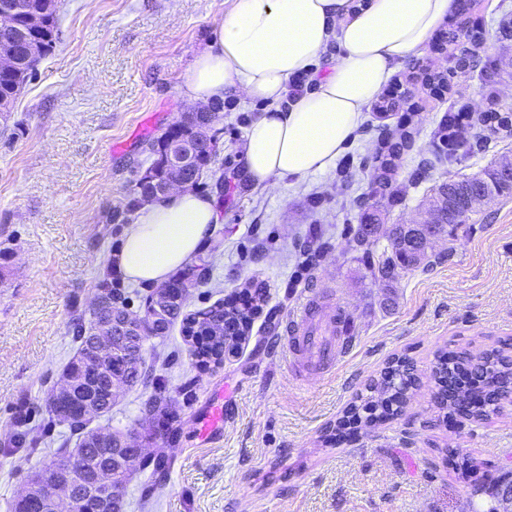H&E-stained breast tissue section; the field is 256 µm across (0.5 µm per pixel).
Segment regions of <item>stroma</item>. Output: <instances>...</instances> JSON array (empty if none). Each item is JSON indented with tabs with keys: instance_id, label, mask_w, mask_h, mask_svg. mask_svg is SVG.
<instances>
[{
	"instance_id": "1",
	"label": "stroma",
	"mask_w": 512,
	"mask_h": 512,
	"mask_svg": "<svg viewBox=\"0 0 512 512\" xmlns=\"http://www.w3.org/2000/svg\"><path fill=\"white\" fill-rule=\"evenodd\" d=\"M422 48L395 68L390 87L412 91L410 111L364 112L344 153L327 168L275 185L248 181L241 154L263 102L236 96L211 131L215 159L196 189L218 191V251L202 249L186 269L198 283L184 313L262 287L267 299L239 352L202 370L174 324L144 346L151 384L120 386L112 409L95 419L133 433L148 452L164 449V479L132 473L124 512H462L472 481L448 463V449L479 471L512 453V402L486 422L446 418L432 400L438 350L479 352L512 340V196L470 215L450 242L437 244L428 265L393 285L374 282L352 249L359 222L353 200L369 192L382 137L414 140L393 173L401 200L378 201L385 224H409L442 180L478 173L512 154V133L488 150L441 162L446 149L431 133L451 104L470 116L489 99L512 107V40L497 27L512 0H462ZM232 0H59L60 36L0 114V512L61 442L68 428L48 421L47 397L78 344L72 318L90 314L97 284L112 268L124 231L137 215L129 194L146 167L147 139L160 137L190 104L179 85L213 38ZM483 24L492 81L456 75L451 91L429 94L421 76L444 71L438 50L461 21ZM151 120L147 136L137 129ZM123 151H114L115 143ZM320 230L330 247L318 267L301 268L299 245ZM323 308L345 309L356 326L349 354L314 372L291 363L283 327L306 291ZM410 356L421 386L403 416L360 430L346 443L329 434L364 384L395 355ZM162 391L177 415L174 437L144 411ZM224 393V435L207 443L194 421L212 394ZM37 431V449L17 447L20 426Z\"/></svg>"
}]
</instances>
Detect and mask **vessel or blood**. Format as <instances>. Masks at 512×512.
<instances>
[{
	"mask_svg": "<svg viewBox=\"0 0 512 512\" xmlns=\"http://www.w3.org/2000/svg\"><path fill=\"white\" fill-rule=\"evenodd\" d=\"M320 308L315 294L304 297L300 310L285 326L286 343L290 356L305 363L310 369L323 371L334 366L341 357L336 347L337 333H350L351 318L344 311L333 312L328 318L311 322ZM196 431L202 441H209L224 432V406L216 402L197 418Z\"/></svg>",
	"mask_w": 512,
	"mask_h": 512,
	"instance_id": "b4317fda",
	"label": "vessel or blood"
}]
</instances>
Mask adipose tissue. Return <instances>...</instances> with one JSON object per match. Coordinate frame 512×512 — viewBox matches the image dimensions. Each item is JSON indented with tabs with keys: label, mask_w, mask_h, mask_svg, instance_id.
<instances>
[{
	"label": "adipose tissue",
	"mask_w": 512,
	"mask_h": 512,
	"mask_svg": "<svg viewBox=\"0 0 512 512\" xmlns=\"http://www.w3.org/2000/svg\"><path fill=\"white\" fill-rule=\"evenodd\" d=\"M451 0H232L212 44L196 55L180 86L193 104L244 93L267 110L246 134L244 171L260 184L303 178L336 160L364 108L398 63L428 42ZM340 53L311 93L285 103L290 79L310 72L330 39ZM214 196L185 189L146 204L124 233L118 261L134 283H160L212 237Z\"/></svg>",
	"instance_id": "1"
}]
</instances>
